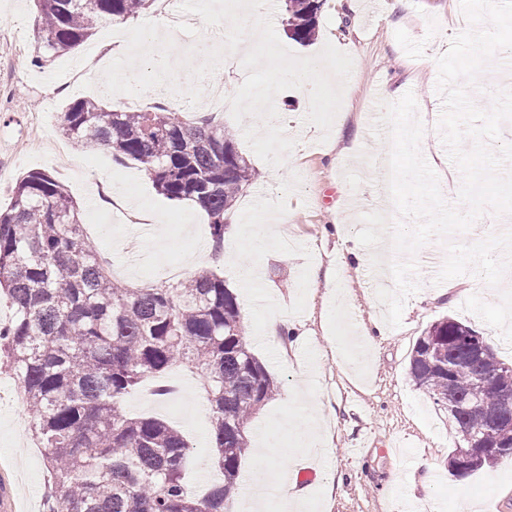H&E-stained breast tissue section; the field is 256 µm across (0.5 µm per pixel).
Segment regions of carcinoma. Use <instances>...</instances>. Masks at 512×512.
Masks as SVG:
<instances>
[{"label":"carcinoma","mask_w":512,"mask_h":512,"mask_svg":"<svg viewBox=\"0 0 512 512\" xmlns=\"http://www.w3.org/2000/svg\"><path fill=\"white\" fill-rule=\"evenodd\" d=\"M41 67L59 50L88 39L102 23H123L149 0H34ZM326 0H285L288 34L309 43ZM67 138L84 149L101 144L118 159L144 166L156 190L173 202L191 200L210 219L212 249L224 250L227 217L259 173L238 151L236 134L182 112L112 110L79 98L59 113ZM0 291L13 316L0 322V362L16 374L32 415L31 432L53 483L48 512H231L229 493L249 451L255 415L279 387L244 338L241 309L224 278L202 270L174 283L130 288L114 279L87 237L65 184L30 171L0 207ZM466 323L444 318L418 337L409 359L413 383L448 411L459 446L448 471L465 477L512 464V432L485 426L463 408L480 400L497 410L498 396L476 375L512 383V364ZM458 359L453 379L443 367ZM178 366L199 377L211 407L223 482L203 496L183 482L190 444L155 417H132L121 403L144 379ZM457 406H448V393ZM500 446L501 455L458 469L466 434Z\"/></svg>","instance_id":"cac0c4a2"}]
</instances>
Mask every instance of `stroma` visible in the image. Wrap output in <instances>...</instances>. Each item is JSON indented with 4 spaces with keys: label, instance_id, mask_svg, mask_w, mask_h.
<instances>
[{
    "label": "stroma",
    "instance_id": "35a3bbf8",
    "mask_svg": "<svg viewBox=\"0 0 512 512\" xmlns=\"http://www.w3.org/2000/svg\"><path fill=\"white\" fill-rule=\"evenodd\" d=\"M387 0H326L318 34L300 44L286 32L285 2L275 0L272 23L281 43L300 57L318 55L333 44L351 55L353 70L335 117L345 128L342 140L322 138L308 124L309 105L296 90L275 98L280 125L297 144L283 167L262 161L238 138L239 151L260 178L237 202L224 236V259L211 260L209 219L188 203L160 195L143 166L115 160L106 150L88 151L65 144L58 129L49 139L26 137L24 155L0 167V205H7L16 178L29 171H53L76 202L84 232L109 263L113 278L128 286L185 279L202 268L223 274L238 298L245 336L252 352L279 385L278 394L252 419L249 442L261 447L266 432L297 418L303 411L300 388L314 383L317 404L326 420L323 439L331 453L317 467L315 512H398L397 491L406 489L419 501L437 503L441 512H458L462 499L483 504V512H512V466L483 469L458 478L448 471V456L457 445L448 415L433 404L409 377V357L422 331L451 317L471 325L502 362L512 364L511 288L472 286L459 276L441 284L433 279L445 252L431 240L417 254V293L405 304L402 323L389 327L376 292L379 272L338 270L342 248L355 245L361 216L377 210L379 161L388 154L385 140L371 127L379 104L413 92L426 132L421 152L435 171L444 199L456 203L461 174L449 159L437 132L442 101L436 91V59L466 21L460 0H408L406 9L388 11ZM37 13L32 0H0V36L23 26L24 57L12 60L0 48V157L12 154L18 136L46 106L63 111L82 98L75 84H62L61 68L83 71L92 60L108 63L111 42L99 27L80 46L64 50L34 67L29 59L37 39ZM129 194L135 205L155 217L154 233L112 218L109 207L95 204L97 186ZM286 219L290 245L271 241L265 252L253 253L248 240L254 228ZM255 266L269 296L238 287V271ZM344 298V318H336L337 298ZM291 313L305 336L301 351L282 355L277 340L264 334L277 312ZM372 336V360L365 367L353 361V344ZM167 381L182 384L179 396L158 398L147 381L128 394L125 411L133 416L164 419L190 441L192 452L185 481L204 494L221 474L214 455L212 416L196 376L176 367ZM0 487L10 489L12 503L0 512H47L51 484L42 452L30 431L31 415L21 400L19 381L0 369ZM429 469H416V458Z\"/></svg>",
    "mask_w": 512,
    "mask_h": 512
}]
</instances>
